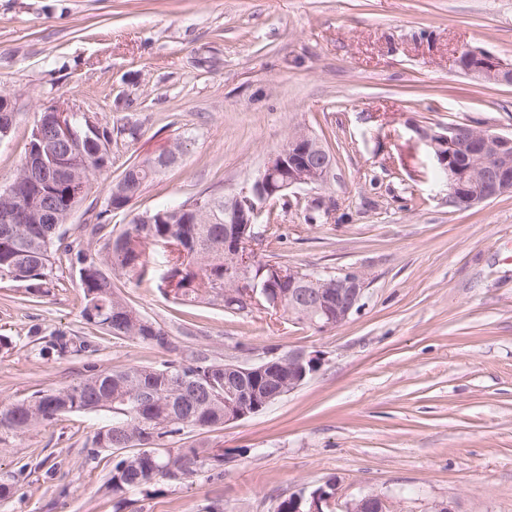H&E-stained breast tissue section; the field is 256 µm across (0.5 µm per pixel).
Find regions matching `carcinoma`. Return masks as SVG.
<instances>
[{"instance_id": "cac0c4a2", "label": "carcinoma", "mask_w": 512, "mask_h": 512, "mask_svg": "<svg viewBox=\"0 0 512 512\" xmlns=\"http://www.w3.org/2000/svg\"><path fill=\"white\" fill-rule=\"evenodd\" d=\"M80 134L69 160L75 177L50 189L55 204L51 224H0V279L29 283L34 294L55 286V257L67 260L77 270L84 294L81 316L85 323L104 334L126 338L178 353L180 347L156 321L146 317L114 290L112 276L127 275L140 282L158 278L164 295L173 302L193 306L220 305L242 312L235 298L224 294V194H201L183 203L196 208L199 223L184 224L182 217L167 208L149 216L150 223L133 220L130 227L92 252L76 249L61 231L93 189L92 176L110 162L112 129L97 125L91 129L84 116L72 118ZM180 141L158 155L131 164L112 188L137 199L144 186L161 171L177 164L172 151ZM168 247L163 268L155 269L149 259L151 247ZM279 263L257 261L250 277L259 286L273 287L270 269ZM235 362L213 358L203 351L164 361L159 366L129 364L122 368L87 366L86 374L58 388L33 394L17 402H0V430L24 433L30 428L65 413L106 411L111 424L94 434L93 453L133 448L135 453L116 458L106 491L117 496L143 489L160 479L182 480L199 466L224 473V454L201 453L193 445L168 447L169 439L192 431H210L224 426V367ZM259 382L242 373L237 389L258 404L266 398L278 400L288 393V370L277 365L265 371ZM193 467L183 469V458Z\"/></svg>"}]
</instances>
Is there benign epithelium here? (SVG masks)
Here are the masks:
<instances>
[{
	"label": "benign epithelium",
	"instance_id": "obj_1",
	"mask_svg": "<svg viewBox=\"0 0 512 512\" xmlns=\"http://www.w3.org/2000/svg\"><path fill=\"white\" fill-rule=\"evenodd\" d=\"M473 56L476 66L467 73L477 79H490L512 85V64L483 50L460 48L455 56L456 66L461 59ZM16 97L0 91V133L5 135L16 119ZM53 131V142L66 149L79 139L70 121V113L50 107L45 110ZM428 144L437 160L448 170L450 198L473 207L512 193V136L493 133L488 129L470 134L458 127L428 137ZM332 169V160L319 140L305 131L291 135L287 144L267 161L252 186L224 196V253L231 258L237 276L224 278L229 293L243 300L245 309L261 304L258 287L241 276L248 268L252 255L249 240L239 234L236 225L254 224L261 204L280 193L324 182ZM365 280L358 272L331 276L320 272L303 275L297 268L288 270V320L299 315V324L315 323L323 330H333L345 324L353 313L362 308ZM288 359V392L298 389L308 374L318 366V358L302 350H292ZM399 512V504L385 496L363 491L358 496L342 500L339 484L324 485L306 496L302 493L288 497L290 512Z\"/></svg>",
	"mask_w": 512,
	"mask_h": 512
}]
</instances>
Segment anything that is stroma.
I'll return each instance as SVG.
<instances>
[{"label":"stroma","instance_id":"1","mask_svg":"<svg viewBox=\"0 0 512 512\" xmlns=\"http://www.w3.org/2000/svg\"><path fill=\"white\" fill-rule=\"evenodd\" d=\"M465 46L512 62V0H0V91L18 108L0 141L1 188L47 106L96 113L113 130L110 163L66 226L83 247L113 181L176 139L179 163L105 212L100 240L136 216L250 186L305 129L333 156L331 173L264 204L253 251L366 282L361 312L317 332L262 306L176 305L155 283L114 276L182 354L254 365L300 349L319 367L258 414L184 435L223 449L220 477L112 496L111 455H88L111 420L103 411L1 432L0 478L15 491L0 512H275L331 478L347 497L396 496L403 512L435 501L512 512V194L451 205L425 140L457 125L512 135V85L456 71ZM54 275L39 296L0 280V400L69 384L90 362L168 360L85 324L75 272L65 263ZM53 332L88 351L39 355L34 340Z\"/></svg>","mask_w":512,"mask_h":512}]
</instances>
